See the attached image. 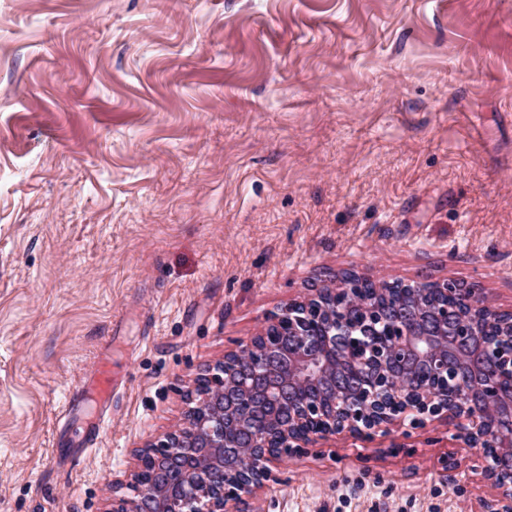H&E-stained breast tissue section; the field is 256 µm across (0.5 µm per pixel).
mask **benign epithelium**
Returning <instances> with one entry per match:
<instances>
[{"mask_svg": "<svg viewBox=\"0 0 512 512\" xmlns=\"http://www.w3.org/2000/svg\"><path fill=\"white\" fill-rule=\"evenodd\" d=\"M365 274L314 288L271 314L224 361L198 374L185 425L137 453L136 496L112 512H248L247 497L275 480L272 466L336 437L372 441L409 417L414 425L465 420L478 469L497 491L491 512H512V310L475 284L440 282L441 299L419 314L400 301L363 297ZM356 315L387 324L394 342L372 361L341 357ZM151 458L171 472L162 488L142 484Z\"/></svg>", "mask_w": 512, "mask_h": 512, "instance_id": "1", "label": "benign epithelium"}]
</instances>
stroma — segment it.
Instances as JSON below:
<instances>
[{"instance_id":"1","label":"stroma","mask_w":512,"mask_h":512,"mask_svg":"<svg viewBox=\"0 0 512 512\" xmlns=\"http://www.w3.org/2000/svg\"><path fill=\"white\" fill-rule=\"evenodd\" d=\"M345 271L512 310V0H0V512H112L198 373ZM459 433L319 442L251 508L487 512Z\"/></svg>"}]
</instances>
